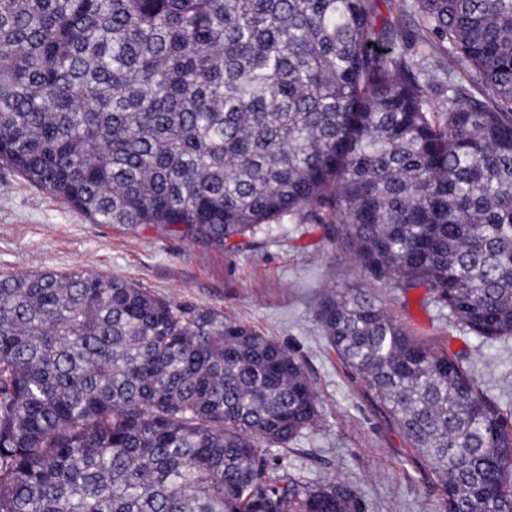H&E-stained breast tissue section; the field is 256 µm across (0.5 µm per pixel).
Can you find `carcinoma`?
<instances>
[{
  "instance_id": "obj_1",
  "label": "carcinoma",
  "mask_w": 512,
  "mask_h": 512,
  "mask_svg": "<svg viewBox=\"0 0 512 512\" xmlns=\"http://www.w3.org/2000/svg\"><path fill=\"white\" fill-rule=\"evenodd\" d=\"M0 0V162L95 224L224 249L297 216L512 337V0ZM468 72L431 104L436 72ZM322 331L441 492L512 512V419L374 295ZM321 417L249 326L92 272L0 274V512H363L269 447ZM414 0H405L404 3L407 5L406 8L400 12L396 7L391 12V20L398 24V27L407 35L409 44L415 45V49L417 47L422 48L424 43H421V38L423 37V31L419 26V17L414 10V7L411 5L414 3ZM422 45V46H421Z\"/></svg>"
}]
</instances>
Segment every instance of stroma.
I'll return each mask as SVG.
<instances>
[{"label":"stroma","mask_w":512,"mask_h":512,"mask_svg":"<svg viewBox=\"0 0 512 512\" xmlns=\"http://www.w3.org/2000/svg\"><path fill=\"white\" fill-rule=\"evenodd\" d=\"M77 270L126 280L185 308L212 309L295 352L322 416L274 453L305 483L350 487L365 512H441V493L323 336L316 313L326 287L378 297L415 336L462 357L480 388L512 414V338L474 336L454 324L428 289L394 297L321 225L287 217L257 235L254 246L217 251L151 228L134 234L121 224L92 223L0 164V272Z\"/></svg>","instance_id":"obj_1"}]
</instances>
